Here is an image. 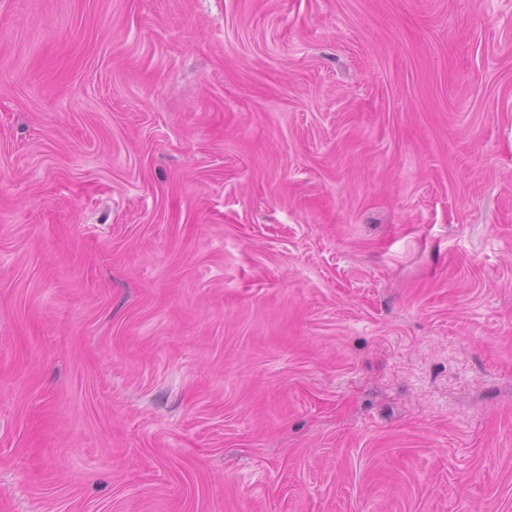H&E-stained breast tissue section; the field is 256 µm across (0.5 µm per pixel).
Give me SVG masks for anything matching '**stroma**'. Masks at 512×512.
Returning a JSON list of instances; mask_svg holds the SVG:
<instances>
[{
    "label": "stroma",
    "instance_id": "35a3bbf8",
    "mask_svg": "<svg viewBox=\"0 0 512 512\" xmlns=\"http://www.w3.org/2000/svg\"><path fill=\"white\" fill-rule=\"evenodd\" d=\"M0 512H512V0H0Z\"/></svg>",
    "mask_w": 512,
    "mask_h": 512
}]
</instances>
